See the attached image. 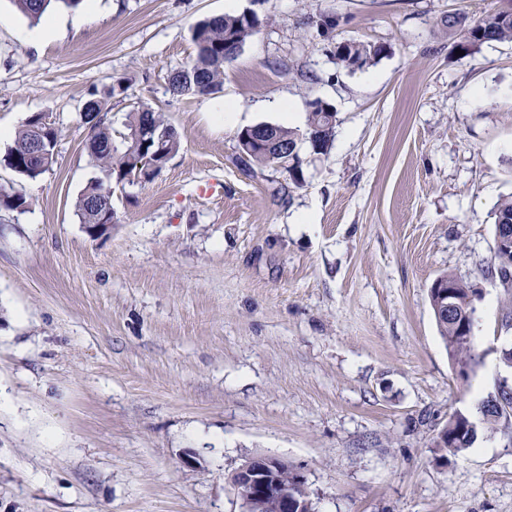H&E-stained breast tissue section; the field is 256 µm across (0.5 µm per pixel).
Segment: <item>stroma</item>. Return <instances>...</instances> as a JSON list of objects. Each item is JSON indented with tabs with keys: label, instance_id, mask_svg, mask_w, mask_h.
<instances>
[{
	"label": "stroma",
	"instance_id": "obj_1",
	"mask_svg": "<svg viewBox=\"0 0 512 512\" xmlns=\"http://www.w3.org/2000/svg\"><path fill=\"white\" fill-rule=\"evenodd\" d=\"M500 5L95 0L36 42L0 0V125L46 115L58 148L35 179L0 164L28 202L0 211V512H241L228 476L260 455L302 470L317 512H512V414L489 430L477 410L512 388V288L486 271L512 196V43L460 55L441 23ZM230 8L266 22L221 92L173 96L191 27ZM348 39L387 53L347 72ZM117 78L114 130L145 105L181 148L153 181L115 187L94 239L75 213L97 174L80 112ZM313 98L337 126L302 186L237 166L239 129L304 132ZM444 273L478 291L464 380L428 300ZM458 413L477 437L440 455Z\"/></svg>",
	"mask_w": 512,
	"mask_h": 512
}]
</instances>
